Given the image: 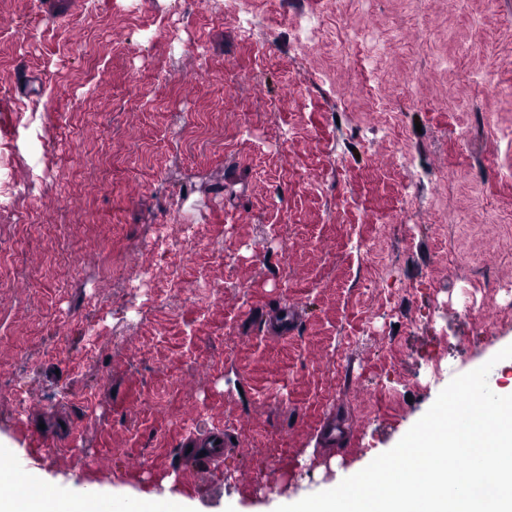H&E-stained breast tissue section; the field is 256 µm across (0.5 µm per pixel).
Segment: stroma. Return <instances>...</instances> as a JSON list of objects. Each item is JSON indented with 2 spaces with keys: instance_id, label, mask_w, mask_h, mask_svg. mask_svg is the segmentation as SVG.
Instances as JSON below:
<instances>
[{
  "instance_id": "35a3bbf8",
  "label": "stroma",
  "mask_w": 512,
  "mask_h": 512,
  "mask_svg": "<svg viewBox=\"0 0 512 512\" xmlns=\"http://www.w3.org/2000/svg\"><path fill=\"white\" fill-rule=\"evenodd\" d=\"M472 74L512 87V0H0V462L67 499L274 512L455 376L511 385L512 97ZM162 224L190 250H152ZM209 430L223 462H178ZM265 324L278 336L288 337V331L294 328V313L285 307L269 309L264 318Z\"/></svg>"
}]
</instances>
